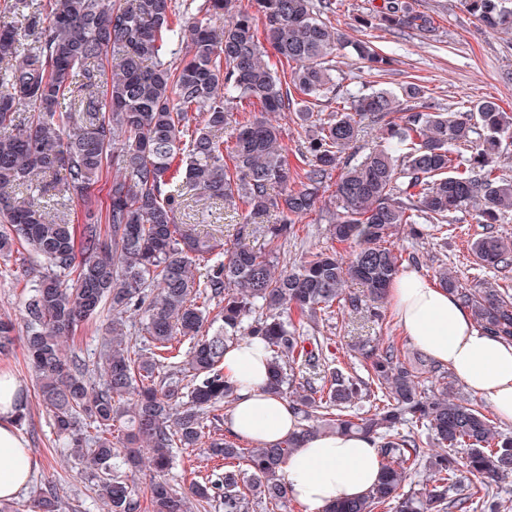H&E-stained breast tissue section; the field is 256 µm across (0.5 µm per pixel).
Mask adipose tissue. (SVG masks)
<instances>
[{
	"label": "adipose tissue",
	"instance_id": "1",
	"mask_svg": "<svg viewBox=\"0 0 512 512\" xmlns=\"http://www.w3.org/2000/svg\"><path fill=\"white\" fill-rule=\"evenodd\" d=\"M389 299L404 336L428 357L447 365L457 381L486 400L503 420L512 421V343L478 330L468 311L447 291L430 285L414 270L401 272ZM224 372L237 381V399L227 419L240 438L273 444L299 431L288 402L267 391L268 356L252 341L231 344ZM24 387L0 373V500L26 487L37 461L18 429ZM380 450L365 437L331 433L307 438L283 464L288 495L324 512L333 502L363 495L376 482Z\"/></svg>",
	"mask_w": 512,
	"mask_h": 512
}]
</instances>
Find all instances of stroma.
<instances>
[{
  "instance_id": "stroma-1",
  "label": "stroma",
  "mask_w": 512,
  "mask_h": 512,
  "mask_svg": "<svg viewBox=\"0 0 512 512\" xmlns=\"http://www.w3.org/2000/svg\"><path fill=\"white\" fill-rule=\"evenodd\" d=\"M382 0H333L327 19L352 41L369 42L375 49L394 52L397 59L392 71L378 77L368 69L352 49L342 50L333 61L335 76L342 94L357 92L361 85L398 88L407 77H416L425 86L432 102L441 107L458 103L472 104L493 100L512 107V33L486 27L467 9L465 0H411L416 11L431 15L436 29L429 38L414 32H390L363 26L359 17L368 14ZM336 207L328 197H321L315 211L299 218L297 234L283 243L279 261L290 264L325 249L329 244V225ZM447 234L413 238L406 229L395 230L390 242L396 252L416 253V267L425 278H432L440 264L455 268L463 282H494L506 280L512 286V276L476 264L470 250L473 240L486 230L512 238V214H506L498 224L485 227L468 208L449 217ZM17 259L0 260V318L11 319L17 332H24V306L30 283L19 270ZM110 320L108 311L78 327L67 343L68 351L78 354L89 367H96L101 339ZM319 335L329 337L331 350L341 361L365 373L358 347L364 339L380 338L392 341L403 355L413 354L415 347L402 336L392 306H385L380 321H361L341 312L324 326ZM13 375L25 387L29 399V420L20 432L38 461L35 474L26 490L16 499L18 506H31L40 488L54 486L64 512H106L97 498L93 484L84 469L57 441L53 421L35 391V377L28 366L23 347H15L6 356L0 355V372ZM210 478L224 471L221 460L208 458L201 450L179 448L167 478L178 490H187L194 472Z\"/></svg>"
}]
</instances>
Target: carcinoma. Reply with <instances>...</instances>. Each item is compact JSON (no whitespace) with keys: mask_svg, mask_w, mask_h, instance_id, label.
Masks as SVG:
<instances>
[{"mask_svg":"<svg viewBox=\"0 0 512 512\" xmlns=\"http://www.w3.org/2000/svg\"><path fill=\"white\" fill-rule=\"evenodd\" d=\"M251 3L254 11L217 25L212 19L228 0H119L111 7L12 0L9 10L26 25L0 23V258L22 248L43 262L25 303L24 349L57 436L106 512H139L126 472L160 474L175 448H205L224 460V475L196 481L187 493L154 478L151 512H200L216 500L224 512L282 505L281 465L305 436L320 432L370 438L381 453L377 482L328 512H500L490 488L512 476V439L457 398L434 361L402 359L394 345L367 339L359 347L364 378L329 366L328 346L308 332L338 309L381 319L404 262L390 243L398 226L417 236L426 225L441 232L450 214L471 204L488 228L512 213V180L499 164L512 139V112L493 100L400 111L402 102L425 98L416 82L362 90L347 107L317 110L338 96L332 62L348 44L323 20L331 0ZM466 4L487 27L512 30V0ZM372 17L388 31H434L433 19L408 0H383ZM186 32L185 59L176 65L171 57ZM352 48L372 70L391 65L364 42ZM271 52L290 67L288 80L272 68ZM288 84L309 104L298 113L301 187L275 194L290 178L288 151L262 113L289 110ZM244 101L261 115L236 122L227 146L224 127ZM22 111L28 116L21 120ZM197 115L202 122L192 128ZM371 125L380 127V141L361 154V133ZM109 162L108 210L88 208L82 223H72L73 200L89 197ZM329 187L337 204L330 247L278 267L295 219L311 213ZM21 189L27 198L20 201ZM200 201L223 205L230 219L275 211L279 223L241 222L236 243L215 261L221 238L180 221ZM256 233L267 250L242 244ZM341 246L351 248L348 256ZM472 252L480 265L512 272L511 239L489 231ZM202 266L205 273L195 275ZM350 280L365 290L346 289ZM433 281L478 329L512 341V295L503 286L468 287L445 263ZM212 303L221 324L207 333L205 305ZM105 307L112 322L92 371L63 344ZM132 314L142 317L139 345L127 333ZM185 339L190 347L181 354L174 342ZM245 339L263 345L268 390L302 422L275 444L243 448L237 436L208 425L212 412L237 397V383L224 376V352ZM14 343V324L0 318V355ZM457 448L469 449L474 481L467 485L458 478ZM421 466L428 483L404 490ZM34 504L35 512H62L51 488Z\"/></svg>","mask_w":512,"mask_h":512,"instance_id":"carcinoma-1","label":"carcinoma"}]
</instances>
